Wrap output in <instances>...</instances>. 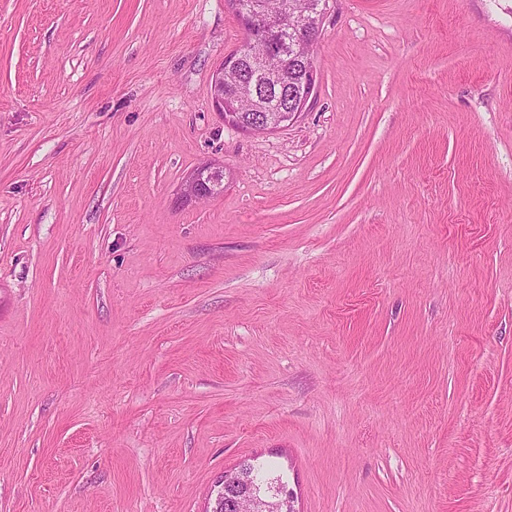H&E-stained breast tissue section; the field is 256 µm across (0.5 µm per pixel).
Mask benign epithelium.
Returning <instances> with one entry per match:
<instances>
[{"mask_svg":"<svg viewBox=\"0 0 512 512\" xmlns=\"http://www.w3.org/2000/svg\"><path fill=\"white\" fill-rule=\"evenodd\" d=\"M330 0H306V9L294 14V0H283L277 13H269L262 3L247 7L234 0L232 6L243 30L239 51L218 63L206 90L214 110L229 124L258 134L271 133L295 122L307 108L316 89L313 49L317 44ZM285 54L297 57L304 73L294 88L279 84V76L268 67L269 59ZM221 170L204 166L196 170L181 188V196L191 201L216 196L213 184ZM241 471L224 472L218 487L227 512H297L293 498L263 499L240 490Z\"/></svg>","mask_w":512,"mask_h":512,"instance_id":"benign-epithelium-1","label":"benign epithelium"}]
</instances>
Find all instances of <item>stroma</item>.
Returning <instances> with one entry per match:
<instances>
[{
	"mask_svg": "<svg viewBox=\"0 0 512 512\" xmlns=\"http://www.w3.org/2000/svg\"><path fill=\"white\" fill-rule=\"evenodd\" d=\"M226 0H0V512H512V0H333L268 135ZM224 191L184 202L200 165ZM240 468L245 479L243 490H250L257 495L240 491L241 487L239 485L242 484V475L239 469L225 471L218 487L221 491L220 495H224V507L227 512H239L242 505H245L248 512H281L287 510L297 512L293 505V497H288L287 502L274 497L263 499L258 496H285L288 491V483L283 480L282 476L276 475L272 478L263 476L261 472L264 466H256L248 462L243 463Z\"/></svg>",
	"mask_w": 512,
	"mask_h": 512,
	"instance_id": "stroma-1",
	"label": "stroma"
}]
</instances>
